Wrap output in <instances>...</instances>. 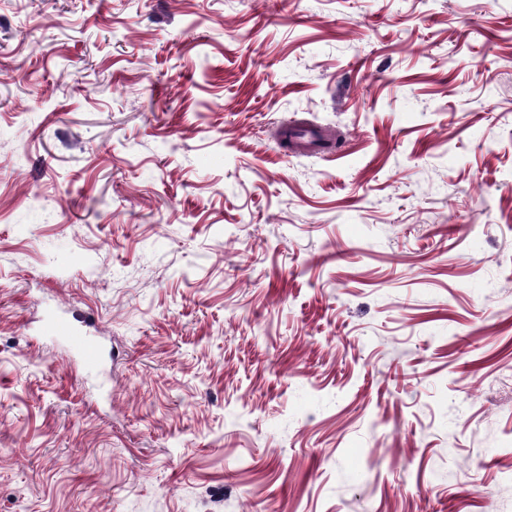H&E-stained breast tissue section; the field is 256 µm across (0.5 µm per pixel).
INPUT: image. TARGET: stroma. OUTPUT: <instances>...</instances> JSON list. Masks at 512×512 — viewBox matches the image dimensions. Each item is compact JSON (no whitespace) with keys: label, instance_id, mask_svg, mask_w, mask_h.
Masks as SVG:
<instances>
[{"label":"stroma","instance_id":"stroma-1","mask_svg":"<svg viewBox=\"0 0 512 512\" xmlns=\"http://www.w3.org/2000/svg\"><path fill=\"white\" fill-rule=\"evenodd\" d=\"M0 512H512V0H0ZM285 128L288 130L289 141L295 150L305 151L324 146V142L315 133V129L312 126H308L306 124L286 123ZM45 331L53 336H63L83 349L86 360L89 364H93L97 360V349L89 343L84 337L80 336L78 329L70 322L62 318H54L48 321Z\"/></svg>","mask_w":512,"mask_h":512}]
</instances>
